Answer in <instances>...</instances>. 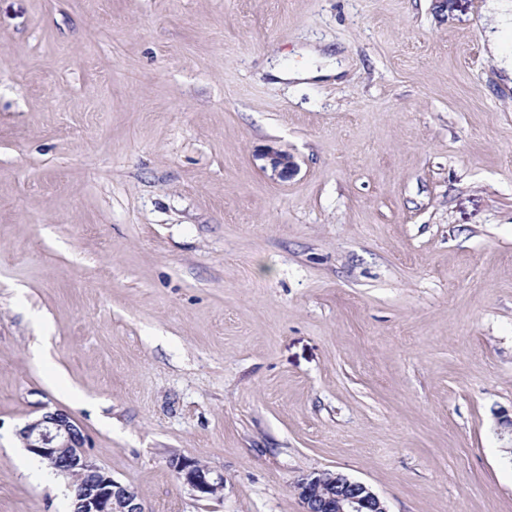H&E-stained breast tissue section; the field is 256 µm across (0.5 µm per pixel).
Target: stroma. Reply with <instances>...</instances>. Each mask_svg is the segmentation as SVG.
<instances>
[{"mask_svg": "<svg viewBox=\"0 0 512 512\" xmlns=\"http://www.w3.org/2000/svg\"><path fill=\"white\" fill-rule=\"evenodd\" d=\"M491 22L487 0H0V512H71L18 435L58 409L146 512H302L322 471L388 512H512ZM311 44L344 71L269 74ZM258 157L266 161V165L262 169L266 171L269 168L271 177L274 179L287 180L297 171V164L293 156L286 151L267 146L259 152ZM170 465L177 479L199 498H209L224 486L222 474L214 473L196 459L176 457L171 460Z\"/></svg>", "mask_w": 512, "mask_h": 512, "instance_id": "35a3bbf8", "label": "stroma"}]
</instances>
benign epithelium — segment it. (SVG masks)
Returning <instances> with one entry per match:
<instances>
[{
    "label": "benign epithelium",
    "mask_w": 512,
    "mask_h": 512,
    "mask_svg": "<svg viewBox=\"0 0 512 512\" xmlns=\"http://www.w3.org/2000/svg\"><path fill=\"white\" fill-rule=\"evenodd\" d=\"M272 178L286 180L297 171L291 154L267 146L259 152ZM25 449L71 481V512H146L136 491L93 464L85 453V436L62 410L46 412L18 432ZM181 483L199 498H209L224 486V476L198 460L176 457L170 462ZM303 512H388L381 498L365 483L343 472L306 475L295 483Z\"/></svg>",
    "instance_id": "1"
}]
</instances>
